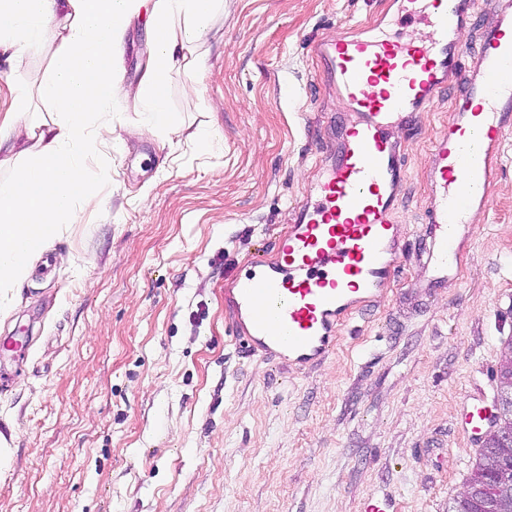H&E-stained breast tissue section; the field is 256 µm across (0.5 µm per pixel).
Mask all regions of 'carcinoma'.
Here are the masks:
<instances>
[{
  "mask_svg": "<svg viewBox=\"0 0 512 512\" xmlns=\"http://www.w3.org/2000/svg\"><path fill=\"white\" fill-rule=\"evenodd\" d=\"M500 377V419L512 424V355L503 362ZM452 512H512V437L487 436L481 461Z\"/></svg>",
  "mask_w": 512,
  "mask_h": 512,
  "instance_id": "1",
  "label": "carcinoma"
}]
</instances>
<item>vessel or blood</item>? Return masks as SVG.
<instances>
[{
    "mask_svg": "<svg viewBox=\"0 0 512 512\" xmlns=\"http://www.w3.org/2000/svg\"><path fill=\"white\" fill-rule=\"evenodd\" d=\"M396 19L422 21L424 39L364 26L313 46L322 71L357 120L313 202L292 213L273 258L257 261L226 290L235 328L251 350L299 367L334 349L341 322L381 293L404 252L393 216L405 159L390 130L412 128L449 85L460 94L447 130L430 145L433 206L419 256L434 284L454 276L471 215L485 208L497 154L512 131V0H494L493 21L464 60L461 32L475 0H397ZM493 422L486 393L473 388L460 423L477 448Z\"/></svg>",
    "mask_w": 512,
    "mask_h": 512,
    "instance_id": "1",
    "label": "vessel or blood"
}]
</instances>
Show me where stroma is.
<instances>
[{"label":"stroma","mask_w":512,"mask_h":512,"mask_svg":"<svg viewBox=\"0 0 512 512\" xmlns=\"http://www.w3.org/2000/svg\"><path fill=\"white\" fill-rule=\"evenodd\" d=\"M391 0H224L201 71L169 76L176 120L208 149L139 132L116 107L84 162L97 197L35 260L0 314V512H452L479 457L457 430L473 385L500 393L512 345V134L458 276L427 287L417 257L430 142L449 87L415 129L396 213L406 245L389 286L297 367L234 336L227 284L270 256L313 200L354 121L312 43L389 18ZM152 39L119 48L138 81ZM54 51L0 54V87L34 88ZM126 148L116 153L113 140Z\"/></svg>","instance_id":"1"}]
</instances>
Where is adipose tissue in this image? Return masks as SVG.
<instances>
[{"label":"adipose tissue","mask_w":512,"mask_h":512,"mask_svg":"<svg viewBox=\"0 0 512 512\" xmlns=\"http://www.w3.org/2000/svg\"><path fill=\"white\" fill-rule=\"evenodd\" d=\"M222 0H0V52L18 53L56 40L35 91L15 90L0 130L22 131L20 147L0 150V294L31 274V260L60 227L80 221L79 201H92L84 161L96 149L95 124L110 105L138 107L148 134L188 138L200 147L208 131H187L168 106L167 75L200 65L210 23ZM144 19L152 52L138 82H126L117 49L134 19ZM50 105L46 118L17 127L32 100Z\"/></svg>","instance_id":"1"}]
</instances>
